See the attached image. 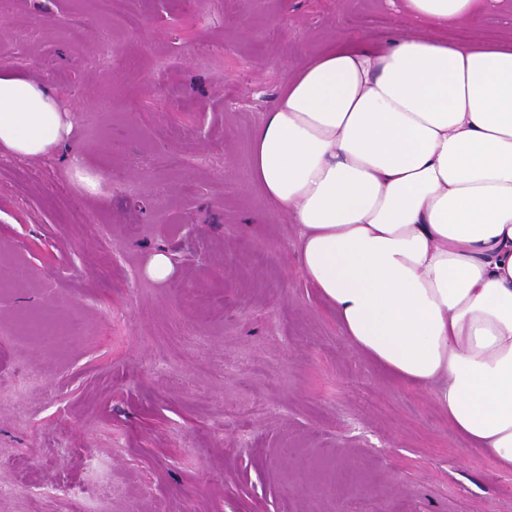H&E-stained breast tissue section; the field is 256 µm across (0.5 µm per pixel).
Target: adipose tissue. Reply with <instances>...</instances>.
Returning a JSON list of instances; mask_svg holds the SVG:
<instances>
[{"mask_svg": "<svg viewBox=\"0 0 512 512\" xmlns=\"http://www.w3.org/2000/svg\"><path fill=\"white\" fill-rule=\"evenodd\" d=\"M402 5L420 31L301 65L251 175L351 344L512 471V39L449 36L487 0ZM73 130L48 85L0 69L1 153L42 157Z\"/></svg>", "mask_w": 512, "mask_h": 512, "instance_id": "ef3b65f1", "label": "adipose tissue"}]
</instances>
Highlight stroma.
<instances>
[{"label": "stroma", "instance_id": "1", "mask_svg": "<svg viewBox=\"0 0 512 512\" xmlns=\"http://www.w3.org/2000/svg\"><path fill=\"white\" fill-rule=\"evenodd\" d=\"M413 27L401 0H0V68L74 124L52 154L0 155V512H85L57 488L91 480L98 512H512V472L355 350L250 181L308 57ZM448 33L511 37L512 12ZM68 174L87 196L94 197L100 194V176L87 166L82 157L75 155L71 158L68 165ZM173 271V264L165 252H155L151 255L145 268L146 275L156 282H163Z\"/></svg>", "mask_w": 512, "mask_h": 512}]
</instances>
